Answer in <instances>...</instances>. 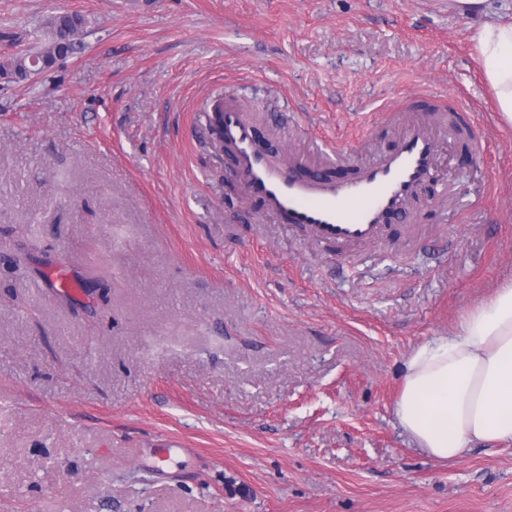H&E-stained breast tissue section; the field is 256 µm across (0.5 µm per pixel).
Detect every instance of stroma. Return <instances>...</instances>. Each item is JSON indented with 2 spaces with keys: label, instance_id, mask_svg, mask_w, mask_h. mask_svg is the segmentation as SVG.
I'll use <instances>...</instances> for the list:
<instances>
[{
  "label": "stroma",
  "instance_id": "obj_1",
  "mask_svg": "<svg viewBox=\"0 0 512 512\" xmlns=\"http://www.w3.org/2000/svg\"><path fill=\"white\" fill-rule=\"evenodd\" d=\"M0 512H512V444L439 462L394 417L405 363L512 272V126L448 0H0ZM461 97L473 157L390 242L336 256L244 201L207 108L322 169L416 94ZM77 289L61 290L58 275ZM186 450L165 473L150 452ZM48 24L53 32V40L50 47L34 53L17 54L8 57L0 63V71L2 70L3 75L15 76L16 74L20 75L24 73L29 67V59L32 56H44L54 62L51 53L53 44L56 42L60 44V48H66L68 43L63 42L60 35L63 34L64 30L71 31L76 35L78 33L77 30H81L85 25V19L78 13H63L51 18Z\"/></svg>",
  "mask_w": 512,
  "mask_h": 512
}]
</instances>
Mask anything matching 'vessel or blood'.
Here are the masks:
<instances>
[{
  "label": "vessel or blood",
  "mask_w": 512,
  "mask_h": 512,
  "mask_svg": "<svg viewBox=\"0 0 512 512\" xmlns=\"http://www.w3.org/2000/svg\"><path fill=\"white\" fill-rule=\"evenodd\" d=\"M438 109L423 94L406 106L392 107L387 119L401 133L370 162H358L354 151L331 148V161L354 168L351 176L338 180L305 174L301 160L280 163L260 150L253 116L237 102H225L210 134L223 141L242 195L260 201L265 215L304 227L316 244L356 249L381 244L392 221L408 216L420 187L437 179V125L431 114ZM448 125L465 132L470 145L483 139L466 104L457 105Z\"/></svg>",
  "instance_id": "b4317fda"
}]
</instances>
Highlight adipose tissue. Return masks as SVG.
Instances as JSON below:
<instances>
[{
  "label": "adipose tissue",
  "mask_w": 512,
  "mask_h": 512,
  "mask_svg": "<svg viewBox=\"0 0 512 512\" xmlns=\"http://www.w3.org/2000/svg\"><path fill=\"white\" fill-rule=\"evenodd\" d=\"M473 40L500 117L512 125V20L483 24ZM394 415L439 461L475 443L512 442V274L462 317L454 335L413 351Z\"/></svg>",
  "instance_id": "adipose-tissue-1"
}]
</instances>
